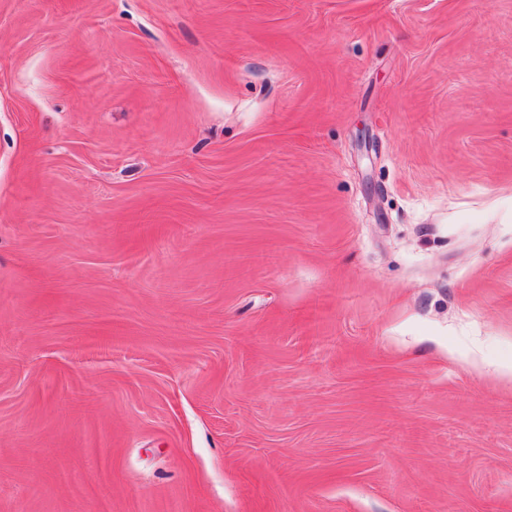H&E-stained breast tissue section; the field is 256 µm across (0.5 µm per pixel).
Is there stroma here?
<instances>
[{"label":"stroma","mask_w":512,"mask_h":512,"mask_svg":"<svg viewBox=\"0 0 512 512\" xmlns=\"http://www.w3.org/2000/svg\"><path fill=\"white\" fill-rule=\"evenodd\" d=\"M507 361L512 0H0V512H512Z\"/></svg>","instance_id":"35a3bbf8"}]
</instances>
